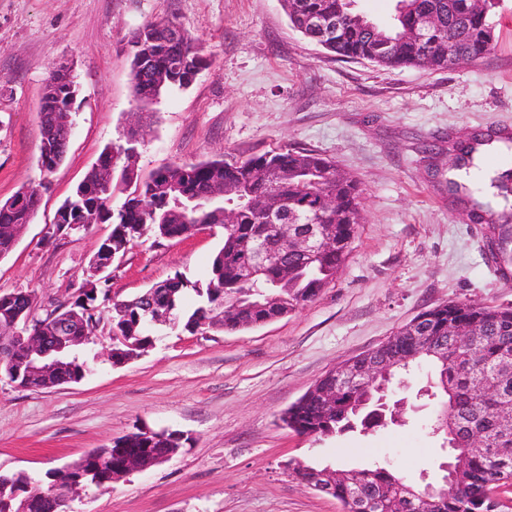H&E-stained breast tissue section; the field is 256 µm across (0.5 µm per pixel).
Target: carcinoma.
<instances>
[{"label":"carcinoma","mask_w":512,"mask_h":512,"mask_svg":"<svg viewBox=\"0 0 512 512\" xmlns=\"http://www.w3.org/2000/svg\"><path fill=\"white\" fill-rule=\"evenodd\" d=\"M291 24L304 36L337 56L362 58L387 68H448V37H453L454 53L470 59L491 50L493 31L490 15L497 0H396L393 22L384 28L370 26L355 11L356 0H283ZM324 12L337 17L339 30L333 40H323L310 28L311 15ZM426 14L436 17V26L418 44L407 36L406 28L420 22ZM176 26L170 19L150 21L136 29L128 44L131 48L133 95L143 82L141 56L165 67L171 78L154 89L155 98L165 90L184 89L206 65L198 49L199 40L188 34L185 41L167 36L160 25ZM46 86L55 88L53 102L73 103L59 77L51 74ZM64 112H41L42 140L65 154V139L70 133ZM136 152L133 144H114L104 148L100 158L112 165L110 182H101L100 170L86 173L72 194L61 204L68 210L62 222L54 223L52 236L66 235L62 225L81 224L84 216L97 224L112 225L94 257L105 261L124 254L127 247L145 234L159 239H180L199 227L220 228L223 244L212 259L206 283L192 282L182 274L150 287L126 300L112 297L107 275H88L84 288L98 289L95 303L82 307L89 334L96 335L100 325L117 337L114 363L127 360L154 344L158 325L177 327L191 334L210 327L235 330L256 326L276 315L288 313L313 301L336 280L348 257L345 248L355 240L364 217L362 190L336 164L311 149L270 150L258 155L227 161L213 159L196 163H173L139 178L130 165L118 166ZM54 170L47 169L38 185L22 188L0 206V250L10 245L6 235L15 224H28L34 217L40 189L48 184ZM125 195L118 208L111 206L115 194ZM274 193L284 201L285 223L295 220L328 224L341 246L318 252L303 261L292 243L279 238L280 260L258 269L252 248L274 238L277 230L267 223L266 197ZM331 196L336 207L327 210L323 199ZM85 224V223H83ZM90 227V224H85ZM198 297L197 305L184 310L189 294ZM110 309L109 319L101 312ZM427 338L405 325L393 333L375 352L380 361L393 356L410 363H430L435 371L427 397L438 400L435 431L444 436L446 447L453 449L455 464L452 479L438 486L431 512H489L491 494L512 490V309L470 303H448L424 312ZM46 337V359L69 362L68 350L53 348L56 320L45 315L37 320ZM466 325L472 336L455 342L448 336V325ZM408 363V364H410ZM401 365V368L408 367ZM374 387L365 382L345 386L336 396V404L320 410L316 395L302 397L288 408V420L301 434L329 436L349 432H367L376 427L396 424L403 418L401 403L382 413ZM482 434L484 446L473 448L467 429ZM184 439L170 432L147 443L138 437L126 438L123 446H112L110 463H99L98 451L87 454L80 468L88 473L82 486H102L108 467L120 466L130 448H148L160 455L171 448H182ZM56 493L32 481L26 475L0 474V496H8L17 484L27 487L36 500L32 512H64L61 499L73 492V475H60ZM423 488L408 483L387 466L372 465L336 470V500L344 512H352L351 501L373 504L391 512H417L406 506L421 500Z\"/></svg>","instance_id":"1"}]
</instances>
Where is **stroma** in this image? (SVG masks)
<instances>
[{
    "instance_id": "stroma-1",
    "label": "stroma",
    "mask_w": 512,
    "mask_h": 512,
    "mask_svg": "<svg viewBox=\"0 0 512 512\" xmlns=\"http://www.w3.org/2000/svg\"><path fill=\"white\" fill-rule=\"evenodd\" d=\"M159 18L200 38L207 64L188 88L140 102L127 40ZM491 22L484 57L385 69L331 55L291 26L281 0H0V201L41 179L38 112L52 68L70 66L78 89L64 160L0 259V293L45 302L79 287L110 227L53 238L54 214L102 149L131 132L143 176L171 163L317 151L359 182L364 216L336 280L287 316L235 331L163 327L148 352L120 365L102 356V330L80 382L38 390L1 379L0 473L44 484L49 471L147 426L190 441L165 463L88 489L68 512H341L283 471L290 459L387 461L409 482L436 478L447 451L431 429L433 405L416 396L427 364L406 377L405 425L315 437L281 417L425 310L512 309V260L472 220V197L448 192L457 147L476 132L512 134V0H499ZM221 243L218 228L144 237L113 263L112 292L130 298L177 272L203 279Z\"/></svg>"
}]
</instances>
